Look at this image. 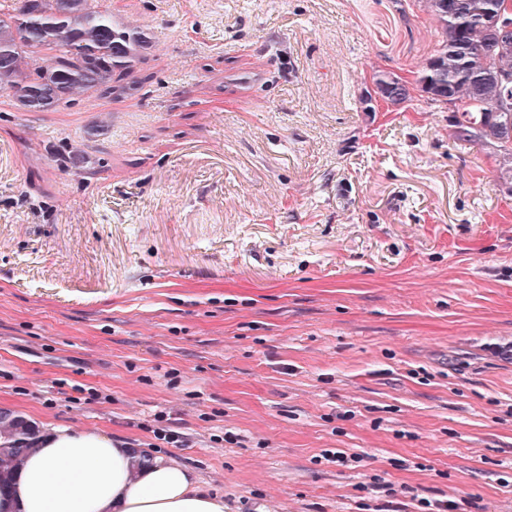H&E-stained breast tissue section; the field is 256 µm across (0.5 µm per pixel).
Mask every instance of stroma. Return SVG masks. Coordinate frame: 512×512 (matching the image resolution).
<instances>
[{
    "mask_svg": "<svg viewBox=\"0 0 512 512\" xmlns=\"http://www.w3.org/2000/svg\"><path fill=\"white\" fill-rule=\"evenodd\" d=\"M115 10L158 37L141 89L0 92V409L156 446L226 512H512V191L440 108L360 104L376 70L414 78L436 22Z\"/></svg>",
    "mask_w": 512,
    "mask_h": 512,
    "instance_id": "35a3bbf8",
    "label": "stroma"
}]
</instances>
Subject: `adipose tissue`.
I'll return each mask as SVG.
<instances>
[{
  "label": "adipose tissue",
  "mask_w": 512,
  "mask_h": 512,
  "mask_svg": "<svg viewBox=\"0 0 512 512\" xmlns=\"http://www.w3.org/2000/svg\"><path fill=\"white\" fill-rule=\"evenodd\" d=\"M0 512H224L175 460L97 430L43 422Z\"/></svg>",
  "instance_id": "ef3b65f1"
}]
</instances>
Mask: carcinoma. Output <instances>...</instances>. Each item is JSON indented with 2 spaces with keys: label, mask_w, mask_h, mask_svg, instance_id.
<instances>
[{
  "label": "carcinoma",
  "mask_w": 512,
  "mask_h": 512,
  "mask_svg": "<svg viewBox=\"0 0 512 512\" xmlns=\"http://www.w3.org/2000/svg\"><path fill=\"white\" fill-rule=\"evenodd\" d=\"M106 0H0V91L11 93L18 109L49 112L80 101L135 89L129 78L152 43L140 33L112 25ZM439 27L438 48L415 78L427 102L439 105L430 90L450 94L459 105L448 117L449 138L474 143L499 165L500 178L512 181V41H497L491 19L498 0H418ZM36 426L0 411V488L7 486L33 451Z\"/></svg>",
  "instance_id": "1"
}]
</instances>
